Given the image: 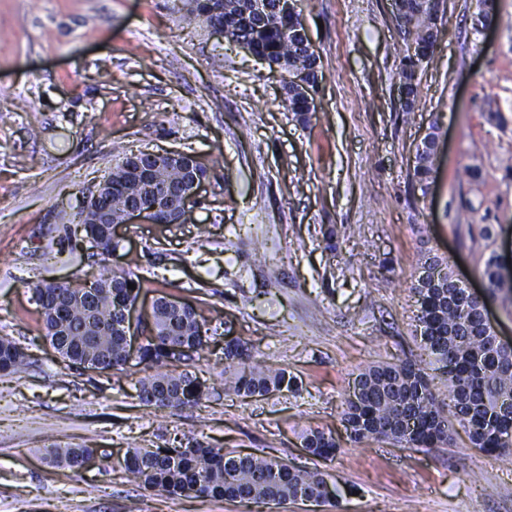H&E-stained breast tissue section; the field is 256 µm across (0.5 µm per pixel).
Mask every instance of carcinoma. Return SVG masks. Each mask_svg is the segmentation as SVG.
Wrapping results in <instances>:
<instances>
[{
  "label": "carcinoma",
  "instance_id": "carcinoma-1",
  "mask_svg": "<svg viewBox=\"0 0 512 512\" xmlns=\"http://www.w3.org/2000/svg\"><path fill=\"white\" fill-rule=\"evenodd\" d=\"M251 0H197L189 14L205 24L211 5L224 9L225 37L250 44L256 56L285 74V102L297 120L307 123L316 111L310 91L318 82L317 57L307 53L298 31L301 13L284 10L279 0H265L264 16H254ZM395 16H404L407 54L400 66V84L407 89L402 111L413 110L418 96L419 66L434 59V13L415 8L413 0H392ZM305 75L309 92L290 82L296 73ZM424 155L413 166L411 180L423 188L431 177L437 157L438 125L426 135ZM206 167L188 154L178 167L159 169L150 180L139 181L125 163L112 168L111 223L97 224L93 205L80 213L78 226L100 241L104 258L115 250L111 224L122 221L126 206L137 198L154 200V192L176 187ZM506 264L491 252L483 277L488 296L505 292L512 297V284L505 279ZM93 290L72 283L42 282L35 287L36 302L43 315L45 338L69 368L86 364L102 371H121L129 362L125 337L120 330V306L136 300L141 290L137 275L103 265ZM136 288H128V284ZM412 288L419 296L416 330L428 362L407 358L397 363L369 366L357 373L352 391L344 398L341 422L352 442H385L408 448H443L451 441L453 423L468 428L470 447L487 455H501L512 447V348L495 343L491 326L483 320L485 305L466 295L448 264L437 257L425 259ZM205 318L195 307L181 311L163 302L153 305L151 324L143 337L139 362L149 373L139 381V399L147 407L179 409L198 405L205 390L197 378L179 365L192 359L206 344ZM30 364L23 347L7 336L0 337V372L18 373ZM441 372L447 394H436L429 381V367ZM225 386L239 396H264L291 390L296 377L285 367L271 368L255 361L248 343L233 338L224 343ZM303 447L313 456L331 460L336 438L322 431L303 436ZM93 450L82 447L49 448V462L72 472L81 470ZM125 471L146 490L180 495L192 493L202 499L262 502L286 509L298 500L325 502L333 497L318 472L295 469L274 458L237 455L199 443L174 448L131 447L124 457Z\"/></svg>",
  "mask_w": 512,
  "mask_h": 512
}]
</instances>
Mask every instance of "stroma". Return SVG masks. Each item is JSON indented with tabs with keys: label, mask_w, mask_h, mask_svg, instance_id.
I'll return each instance as SVG.
<instances>
[{
	"label": "stroma",
	"mask_w": 512,
	"mask_h": 512,
	"mask_svg": "<svg viewBox=\"0 0 512 512\" xmlns=\"http://www.w3.org/2000/svg\"><path fill=\"white\" fill-rule=\"evenodd\" d=\"M390 3L296 0L321 71L303 124L283 73L188 23L182 0H0V336L31 356L25 372L0 373V512H128L134 500L142 512H273L126 480L129 446L196 441L320 471L339 494L288 512H512V454L472 449L464 428L418 451L356 446L341 422L360 369L419 357L412 285L426 256L476 290L489 253L512 259V0H495L497 21L481 32L478 0H443L410 112ZM434 124L422 190L412 160ZM160 149L207 167L198 202L181 224L115 225L109 264L140 277L139 308L168 296L203 313L208 345L186 369L208 393L186 409L144 406L134 359L109 375L65 371L34 294L97 274L70 233L77 212L122 157ZM228 337L287 367L297 390L225 389ZM312 430L335 437L334 459L304 448ZM53 445L94 457L59 469L45 455Z\"/></svg>",
	"instance_id": "35a3bbf8"
}]
</instances>
